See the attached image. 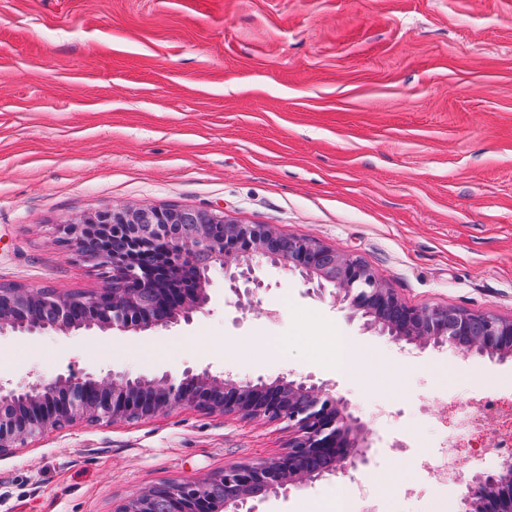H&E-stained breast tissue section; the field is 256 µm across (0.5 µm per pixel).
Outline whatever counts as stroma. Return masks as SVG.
I'll return each instance as SVG.
<instances>
[{
  "mask_svg": "<svg viewBox=\"0 0 512 512\" xmlns=\"http://www.w3.org/2000/svg\"><path fill=\"white\" fill-rule=\"evenodd\" d=\"M214 208L362 258L410 306L512 318V0H0V286L92 296L99 268L55 227L109 205ZM236 296L214 271L188 323L0 337L12 383L109 371L210 369L310 377L373 431L378 512H459L491 432L482 398L512 400V357L400 348L331 293L264 263ZM370 353L338 370L330 338ZM474 421L446 445L459 418ZM287 423L189 408L80 421L0 454V512H116L140 489L283 452ZM336 479L270 494L258 512H326Z\"/></svg>",
  "mask_w": 512,
  "mask_h": 512,
  "instance_id": "stroma-1",
  "label": "stroma"
}]
</instances>
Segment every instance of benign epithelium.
Here are the masks:
<instances>
[{
	"label": "benign epithelium",
	"instance_id": "7a95c632",
	"mask_svg": "<svg viewBox=\"0 0 512 512\" xmlns=\"http://www.w3.org/2000/svg\"><path fill=\"white\" fill-rule=\"evenodd\" d=\"M157 206H107L56 227L58 242L70 247L84 261L105 270L109 286L90 297H61L46 289H0V335L21 332L70 333L83 329L145 330L170 327L191 320L208 302L209 272L224 270L229 290L239 293L238 282L250 283L252 263L268 259L300 273L304 282L323 290L334 288L333 297L346 304L365 325L388 335L398 344L419 349L450 346L465 354L505 358L512 355V319L491 313H475L441 304L412 307L384 285L370 266L352 253H340L309 238L279 231L270 224H239L224 212L197 209L190 223L179 222L175 209L169 223L178 231L166 236L169 257L180 266L206 257L205 273L196 288L180 293L176 304L156 307L154 272L121 254L110 255L92 240L126 233L133 250H150L163 236ZM50 306L54 315L42 317ZM86 307L95 313L84 324L71 319L72 310ZM175 408H193L208 414H234L286 421L293 430L286 450L255 464L227 466L203 480L160 483L130 497L118 512H255L256 503L283 487L299 488L314 479L312 464L327 461L338 474L348 465L367 462L372 431L348 411L347 403L324 386L278 378L271 382L234 381L204 369L190 370L175 384L170 376L147 377L108 372L96 377L60 375L50 383L40 381L15 386L0 379V452L20 440L37 438L51 429L80 421L121 423L152 418ZM216 483L231 486L224 507L207 495ZM462 512L474 503L483 512H512V460L502 462L494 474H477L465 481Z\"/></svg>",
	"mask_w": 512,
	"mask_h": 512
}]
</instances>
